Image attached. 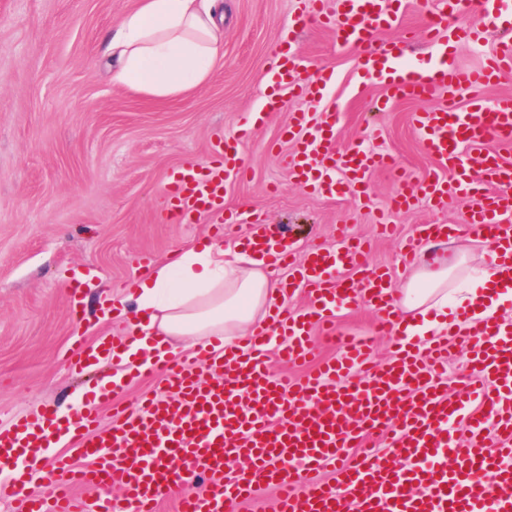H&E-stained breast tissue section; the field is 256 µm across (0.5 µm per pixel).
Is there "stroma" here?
<instances>
[{
    "label": "stroma",
    "mask_w": 512,
    "mask_h": 512,
    "mask_svg": "<svg viewBox=\"0 0 512 512\" xmlns=\"http://www.w3.org/2000/svg\"><path fill=\"white\" fill-rule=\"evenodd\" d=\"M138 0H0V427L48 403L72 412L82 394L116 374L107 363L72 374L66 353L75 342L105 333L122 336L127 320H98L100 300L120 302L144 268L140 255L169 262L203 240L235 251L258 214L290 225L298 249L332 243L337 225L369 239L370 265L398 280L399 244L376 237V224L399 187L397 176H369V198L328 199L300 189L272 152L291 112L321 106L285 95L242 144L247 179L229 183L224 216L175 224L165 195L171 170L208 162L218 143L238 133L265 100L264 69L280 49L279 32L294 0H224L227 21L215 68L202 86L156 100L115 83L102 53L104 39ZM292 48L307 67L329 66L336 83L328 100L341 111L337 147L366 141L421 175L433 168L404 100L376 114L382 86L360 84L355 54L317 24ZM469 202L457 197L438 210L419 202L394 219L402 233L418 224H459ZM85 288V320L71 315L67 291Z\"/></svg>",
    "instance_id": "35a3bbf8"
}]
</instances>
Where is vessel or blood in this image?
Listing matches in <instances>:
<instances>
[{"mask_svg":"<svg viewBox=\"0 0 512 512\" xmlns=\"http://www.w3.org/2000/svg\"><path fill=\"white\" fill-rule=\"evenodd\" d=\"M471 4L483 26L460 24ZM321 15L322 0H301L296 28ZM400 17L397 0H336L326 16L337 40L355 50L359 79L384 87L375 111L398 99L445 97L412 115L436 168L419 179L402 172L390 208L407 212L421 198L442 208L463 195L469 215L460 224L416 225L402 262L413 263L433 235L465 233L501 248L496 274L512 286V161L505 157L512 150V95L490 106L482 99L486 87L512 79V0H438L425 24L426 44L437 53L430 68L403 67L407 40L382 39ZM490 29L502 37L479 68L448 57V42H476ZM294 37V30L283 33V50L263 72L271 93L261 111L249 113L245 128L209 162L172 173L166 188L172 220L189 224L222 213L227 183L247 175L242 140L264 112L282 107L284 88L323 105L315 113H290L282 129L292 145L285 166L295 184L328 198H363L369 174L395 166L394 157L362 142L335 149L340 114L323 103L333 73L325 66L307 70L290 48ZM245 241L274 250L272 268L290 269L278 281L283 295L303 293L307 306L275 309L265 326L220 352L200 346L157 357L164 387L142 394L135 410L120 398L141 378L138 365L122 384L101 383L69 414L43 405L16 417L0 429V503H18V512H157L176 487L177 512H225L267 486L277 493V512H512V318L467 319L461 334L471 345V377L458 391H443L438 380L448 372L447 343L407 341L393 316L397 281L390 269L367 263V241L340 227L334 245L298 260L287 237L258 217ZM362 303L378 313V332L395 339L385 364L373 363L370 338L336 327L339 310ZM319 331L339 356L312 368ZM128 348V338L102 336L67 362L80 372ZM273 353L301 375L270 373ZM105 408L112 420L104 427ZM382 436L390 437L389 447H371ZM60 443L66 453L50 455ZM44 458L47 490L28 492L32 468ZM332 467L336 479L329 482ZM109 486L120 490L123 508L79 493Z\"/></svg>","mask_w":512,"mask_h":512,"instance_id":"obj_1","label":"vessel or blood"}]
</instances>
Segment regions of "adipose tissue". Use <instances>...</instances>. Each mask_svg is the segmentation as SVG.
I'll return each instance as SVG.
<instances>
[{"instance_id":"1","label":"adipose tissue","mask_w":512,"mask_h":512,"mask_svg":"<svg viewBox=\"0 0 512 512\" xmlns=\"http://www.w3.org/2000/svg\"><path fill=\"white\" fill-rule=\"evenodd\" d=\"M224 20L221 0H139L104 44L118 63L114 81L157 99L201 86L224 41ZM264 266L245 246L229 259L215 243L187 250L134 280L137 338L123 361L153 358L174 339L190 348L215 336L229 343L250 335L279 299ZM462 269V263L433 258L396 293L397 306L409 315V337L447 328L448 286Z\"/></svg>"}]
</instances>
